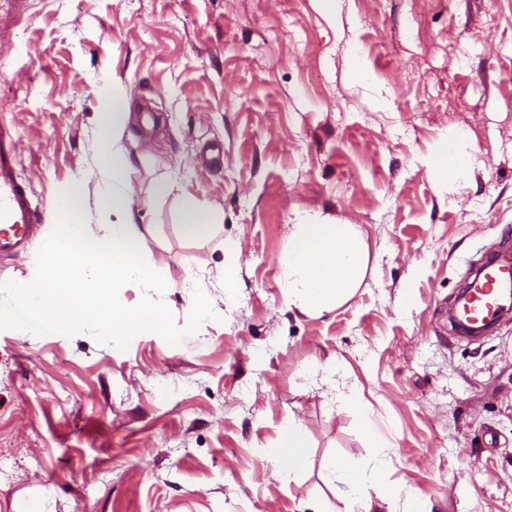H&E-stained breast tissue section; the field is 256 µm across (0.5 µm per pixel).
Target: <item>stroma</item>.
<instances>
[{"label": "stroma", "instance_id": "35a3bbf8", "mask_svg": "<svg viewBox=\"0 0 512 512\" xmlns=\"http://www.w3.org/2000/svg\"><path fill=\"white\" fill-rule=\"evenodd\" d=\"M0 0V119L59 223L96 228V153L113 88L145 161L146 252L168 330L57 334L0 307V512H318L325 462L352 460L429 512H512V315L481 339L448 312L512 246V0ZM153 122H145L146 113ZM455 140L469 161L433 176ZM220 237L181 230L180 195ZM357 224L355 297L288 309L289 225ZM241 249L228 263L225 245ZM45 241L0 259V297L39 279ZM215 300L194 309L192 285ZM371 419L386 438L363 436ZM309 462L267 454L288 423Z\"/></svg>", "mask_w": 512, "mask_h": 512}]
</instances>
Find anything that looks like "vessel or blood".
Wrapping results in <instances>:
<instances>
[{"mask_svg": "<svg viewBox=\"0 0 512 512\" xmlns=\"http://www.w3.org/2000/svg\"><path fill=\"white\" fill-rule=\"evenodd\" d=\"M19 152L12 126L0 124V258L25 256L46 224V211L34 200L30 187L22 181ZM512 283V267L507 262L483 265L474 280L471 297L458 310L460 320L472 325L494 318L504 288Z\"/></svg>", "mask_w": 512, "mask_h": 512, "instance_id": "obj_1", "label": "vessel or blood"}]
</instances>
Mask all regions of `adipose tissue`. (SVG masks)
Segmentation results:
<instances>
[{"label": "adipose tissue", "instance_id": "ef3b65f1", "mask_svg": "<svg viewBox=\"0 0 512 512\" xmlns=\"http://www.w3.org/2000/svg\"><path fill=\"white\" fill-rule=\"evenodd\" d=\"M126 98L113 91L103 114L100 172L106 186L99 210L98 233L83 224H67L47 239L43 276L12 285L11 307L41 327L67 333L93 326L117 338L147 329L165 331V309L156 301L133 307L123 288L135 286L162 293L166 283L142 250L153 233L139 207L124 190L141 156L124 145ZM182 229L195 238H213L223 230L215 212L190 196L181 198ZM367 258L365 235L357 224L305 221L288 227L280 264L286 276L288 306L319 316L343 305L360 287ZM337 499L345 512H378L396 496L394 489L371 481L354 463L332 459L326 464Z\"/></svg>", "mask_w": 512, "mask_h": 512}]
</instances>
